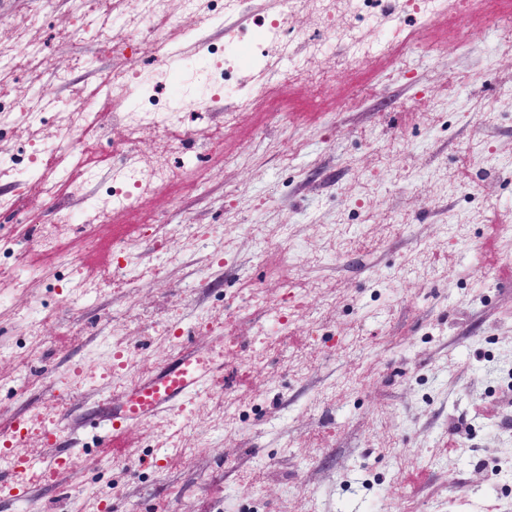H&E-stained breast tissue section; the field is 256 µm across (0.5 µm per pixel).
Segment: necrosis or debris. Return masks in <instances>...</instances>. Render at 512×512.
I'll return each instance as SVG.
<instances>
[{"label": "necrosis or debris", "mask_w": 512, "mask_h": 512, "mask_svg": "<svg viewBox=\"0 0 512 512\" xmlns=\"http://www.w3.org/2000/svg\"><path fill=\"white\" fill-rule=\"evenodd\" d=\"M471 6L472 0H280L278 12L248 25L238 20L245 11L244 0H182L183 13L199 22L198 27L183 33L186 43L194 46L189 52L156 45L160 31L155 21L166 14V0H133L132 8L117 17L132 48L120 52L112 70L91 93L65 101L40 93L21 103L0 105V129L35 132L25 154L0 152V177L18 188L15 194H0V213L24 217L21 236L0 235V303L24 298V305L15 308L14 316L26 348L36 351L47 342L40 310L28 297L31 286L44 283L61 289L64 300L71 302L101 293L100 283L83 273L85 256L109 249L110 276L132 295L143 283L159 280L165 273L166 261L151 258L142 249L144 241L158 231H166L183 254L207 250L221 255L233 240L228 227L245 234V227L238 225L232 213L222 224H169L161 228L132 221L143 200L180 181L187 164L201 162V155L189 146L193 133L185 124L186 115L212 112L226 101L230 104L224 112L228 123L258 103L269 115L284 116L278 96L267 84L269 73L275 69L287 68L292 79L318 87L326 75L311 68L308 61L337 49L341 52L339 69L355 79L369 54L394 47L417 52L411 28L427 25L448 12L467 20ZM52 10L53 0H41L29 26L42 24ZM302 11L321 21L319 37L300 40L294 35L292 24ZM72 12L73 35H91L99 48L111 50L116 17L90 10L87 0H72ZM215 24L224 27L223 43L214 44L204 37L205 27ZM29 26L16 28L11 41L0 42L1 87L13 81L18 68L33 74L42 71L43 48L29 38ZM141 43L156 47L150 62H143L134 50ZM99 97L111 98V111L95 109L94 101ZM509 100L512 84L475 97L471 112L479 132L467 145L474 158L485 159L483 133L494 125ZM146 129L153 130L162 145L148 163L138 149L140 134ZM111 130L119 137L112 151V174L104 177L87 164L86 157L91 138L104 137ZM63 192L86 197L85 215L57 210L51 221H44V208ZM116 213L129 217L127 229L113 224ZM72 224L80 225L83 233L79 252L62 241L63 229ZM310 299L309 290L285 282L272 306L275 320L263 329L257 348L247 349L244 338L233 331L217 345L200 349L201 358L219 365L237 360L245 379L271 358L290 361L287 351L278 347L290 326L303 323L310 336L320 328L318 322L303 318ZM139 375L134 347L122 346L114 354L81 367L77 378L91 385L110 380L113 393L122 394ZM61 421L57 405L17 419L8 432V448L0 450V468L11 471L18 483L31 479V471L17 460L13 447L34 437L47 439Z\"/></svg>", "instance_id": "necrosis-or-debris-1"}]
</instances>
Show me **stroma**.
Here are the masks:
<instances>
[{"label": "stroma", "mask_w": 512, "mask_h": 512, "mask_svg": "<svg viewBox=\"0 0 512 512\" xmlns=\"http://www.w3.org/2000/svg\"><path fill=\"white\" fill-rule=\"evenodd\" d=\"M510 7L512 0H473L466 26L446 15L415 29V40L434 55L371 57L356 93L331 57L314 63L330 76L322 87L272 79L291 112L288 126L261 108L229 125L216 114L194 124L198 139L221 137V148L185 168L181 186L141 206L144 224H220L230 210L252 227L204 292H181L197 280L202 254L182 256L163 280L139 290V308H180L188 325L199 309L213 316L212 334H190L192 349L216 342L226 305H245L249 289L270 299L280 292L278 257L258 259L280 225L302 254L320 256L311 269L297 267L298 285L323 284L339 303L319 317L328 342H311L299 327L285 339L305 371L272 364L246 380L227 366L225 387L256 405L243 423L216 428L219 401L197 398L188 408L195 427L210 433V447L189 457L169 448L159 467L144 469L139 459L156 441L140 424L123 437L137 458L104 468L96 460L112 451L96 435L112 412V389L66 375L118 340L127 295L110 287L69 305L42 288L48 341L27 360V386L11 381L15 361L0 362V429L53 399L66 402L72 424L53 444L23 447L20 455L64 456L80 447L92 464L79 481L103 494L119 488L110 512H386L389 502L397 512H512V261L504 259L512 238L498 229L499 216L512 212V180L496 176L512 171V108L487 132L499 163L492 170L465 163L475 129L461 104L448 111L427 105L428 97H447L452 84L478 93L512 83V60L494 56L500 36L488 24L490 14ZM70 21L69 0H55L51 16L31 32L44 47L43 80L19 73L0 96L23 100L42 89L66 100L111 70L114 57L89 36L60 37ZM57 72L67 74L66 83L54 82ZM390 135L406 147L385 174L374 147ZM404 171L414 173V183L401 180ZM451 211L474 218L467 244L441 226ZM398 216L406 225L393 226ZM338 221L355 250L343 252L311 230ZM415 234L431 243L424 262L433 274L393 279ZM480 405L494 407L497 419L474 418ZM451 431L463 451L439 457L435 448ZM411 470L418 478L408 479ZM75 481L66 471L32 480L19 501L0 488V512H72L59 490Z\"/></svg>", "instance_id": "stroma-1"}]
</instances>
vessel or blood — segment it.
Wrapping results in <instances>:
<instances>
[{
	"label": "vessel or blood",
	"mask_w": 512,
	"mask_h": 512,
	"mask_svg": "<svg viewBox=\"0 0 512 512\" xmlns=\"http://www.w3.org/2000/svg\"><path fill=\"white\" fill-rule=\"evenodd\" d=\"M221 372V367L196 363L193 351L183 352L173 366L140 380L119 400L104 430L103 446H119L122 433L131 425L172 414Z\"/></svg>",
	"instance_id": "b4317fda"
}]
</instances>
